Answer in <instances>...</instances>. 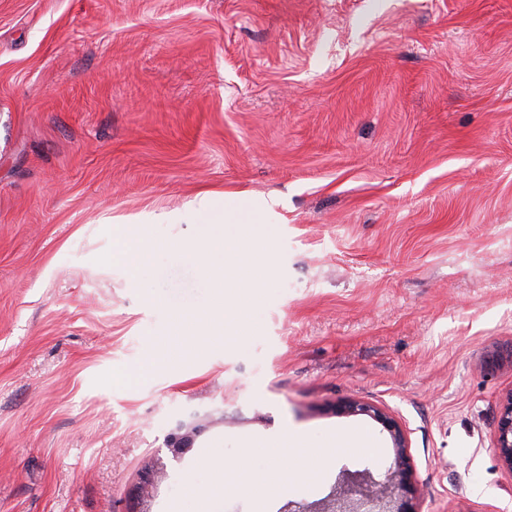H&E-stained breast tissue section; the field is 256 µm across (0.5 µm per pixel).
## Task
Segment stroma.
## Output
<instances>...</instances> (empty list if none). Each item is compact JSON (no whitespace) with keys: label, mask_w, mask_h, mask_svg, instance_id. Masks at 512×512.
<instances>
[{"label":"stroma","mask_w":512,"mask_h":512,"mask_svg":"<svg viewBox=\"0 0 512 512\" xmlns=\"http://www.w3.org/2000/svg\"><path fill=\"white\" fill-rule=\"evenodd\" d=\"M273 198L242 336L170 353L214 290L194 195ZM147 225L154 271L105 266ZM512 0H0V512L321 503L405 429L419 512H512ZM201 425L190 448L167 437ZM330 448L268 490L285 437ZM367 439L363 451L340 442ZM495 447L501 462L512 470V395L507 398L500 412Z\"/></svg>","instance_id":"stroma-1"}]
</instances>
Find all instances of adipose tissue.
<instances>
[{
    "mask_svg": "<svg viewBox=\"0 0 512 512\" xmlns=\"http://www.w3.org/2000/svg\"><path fill=\"white\" fill-rule=\"evenodd\" d=\"M273 205L264 201L242 208L217 204L213 194H198L184 216L185 223L198 225L195 247L186 249V258L199 262L210 275L214 288L213 308L244 318L251 303L250 284L262 274L259 225L269 223ZM231 225V232H220V225ZM169 343L181 348L189 341L224 342L223 331L210 327V319L185 313L175 314Z\"/></svg>",
    "mask_w": 512,
    "mask_h": 512,
    "instance_id": "adipose-tissue-1",
    "label": "adipose tissue"
}]
</instances>
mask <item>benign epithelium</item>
I'll list each match as a JSON object with an SVG mask.
<instances>
[{
	"label": "benign epithelium",
	"mask_w": 512,
	"mask_h": 512,
	"mask_svg": "<svg viewBox=\"0 0 512 512\" xmlns=\"http://www.w3.org/2000/svg\"><path fill=\"white\" fill-rule=\"evenodd\" d=\"M350 413L365 414L381 423L389 433L394 459L383 478L376 480L369 472L354 473L335 485L322 502L320 512H415L409 465L404 454L405 435L400 426L380 410L350 401L344 405ZM197 429L184 432L177 429L168 437V447L181 453L191 447ZM496 451L501 462L512 470V395L503 404L496 439Z\"/></svg>",
	"instance_id": "obj_1"
}]
</instances>
